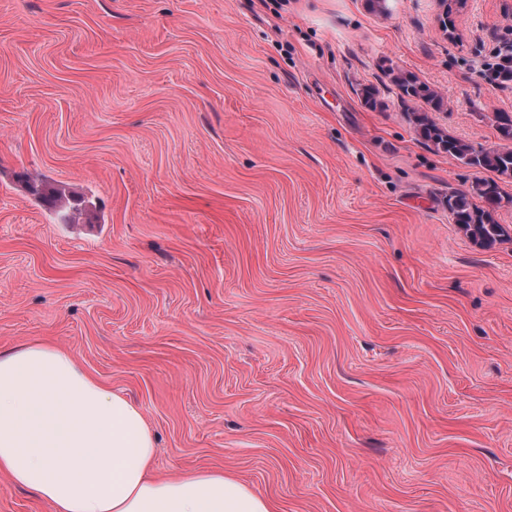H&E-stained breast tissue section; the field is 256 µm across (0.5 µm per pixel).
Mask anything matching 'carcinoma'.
I'll return each instance as SVG.
<instances>
[{
	"instance_id": "cac0c4a2",
	"label": "carcinoma",
	"mask_w": 512,
	"mask_h": 512,
	"mask_svg": "<svg viewBox=\"0 0 512 512\" xmlns=\"http://www.w3.org/2000/svg\"><path fill=\"white\" fill-rule=\"evenodd\" d=\"M402 91V103L417 99L426 103L433 112L444 110V99L428 84L409 71H400L393 77ZM412 122L419 135L436 150L448 154L463 165L475 170L496 173L494 178L476 179L467 192L448 194L447 206L453 221L474 244L491 248L502 242L504 227L496 219L502 202L512 203V195L504 192L498 178L512 180V115L497 112L494 123L504 145L485 148L456 138L436 124L428 112H412ZM478 198L482 204L473 203Z\"/></svg>"
}]
</instances>
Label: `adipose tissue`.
<instances>
[{"mask_svg":"<svg viewBox=\"0 0 512 512\" xmlns=\"http://www.w3.org/2000/svg\"><path fill=\"white\" fill-rule=\"evenodd\" d=\"M140 408L65 351L32 341L0 353V472L53 512H277L218 470L152 477Z\"/></svg>","mask_w":512,"mask_h":512,"instance_id":"adipose-tissue-1","label":"adipose tissue"}]
</instances>
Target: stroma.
<instances>
[{
	"label": "stroma",
	"instance_id": "1",
	"mask_svg": "<svg viewBox=\"0 0 512 512\" xmlns=\"http://www.w3.org/2000/svg\"><path fill=\"white\" fill-rule=\"evenodd\" d=\"M0 0V352L68 350L160 477L277 512H512V240L446 200L512 89V0ZM373 87L375 104L362 90ZM86 207L63 220L38 198ZM488 82L497 88L512 87V40L502 43L484 64ZM402 91V103L417 99L426 103L431 111H411L413 122L419 135L431 143L437 151L447 153L463 165L475 170L496 173L497 179L512 180V115L498 112L494 123L500 140L507 142L499 148H485L456 138L436 124L428 112L444 110V99L428 84L421 82L409 71H399L393 77ZM502 177V178H500ZM494 178L476 179L468 192L453 191L447 199L448 211L454 224L472 241L482 248H491L504 240V227L496 219L497 209L503 201L512 203V195L504 192ZM480 199L484 205L473 203Z\"/></svg>",
	"mask_w": 512,
	"mask_h": 512
}]
</instances>
